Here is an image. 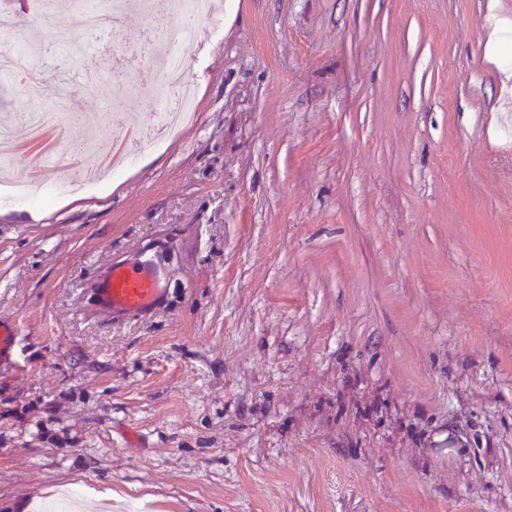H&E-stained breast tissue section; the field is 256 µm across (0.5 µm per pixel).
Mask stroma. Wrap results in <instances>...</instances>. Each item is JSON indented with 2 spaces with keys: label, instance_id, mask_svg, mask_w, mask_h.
I'll use <instances>...</instances> for the list:
<instances>
[{
  "label": "stroma",
  "instance_id": "1",
  "mask_svg": "<svg viewBox=\"0 0 512 512\" xmlns=\"http://www.w3.org/2000/svg\"><path fill=\"white\" fill-rule=\"evenodd\" d=\"M512 0H227L196 108L102 186L0 207V512H512V93L485 43ZM146 22L72 30L48 77L135 72ZM0 138L20 178L97 164L121 110ZM167 287L99 311L112 261ZM165 289L162 274L153 264L113 261L94 281L92 294L101 310L141 318L152 313Z\"/></svg>",
  "mask_w": 512,
  "mask_h": 512
}]
</instances>
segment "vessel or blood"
<instances>
[{
  "mask_svg": "<svg viewBox=\"0 0 512 512\" xmlns=\"http://www.w3.org/2000/svg\"><path fill=\"white\" fill-rule=\"evenodd\" d=\"M163 293L162 274L148 262H112L92 288L99 309L133 318L152 313Z\"/></svg>",
  "mask_w": 512,
  "mask_h": 512,
  "instance_id": "obj_1",
  "label": "vessel or blood"
}]
</instances>
